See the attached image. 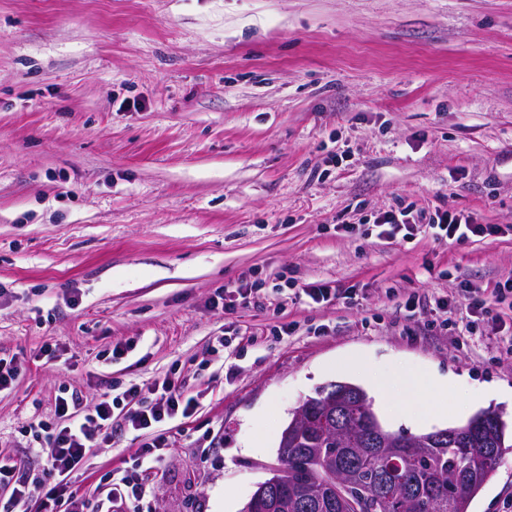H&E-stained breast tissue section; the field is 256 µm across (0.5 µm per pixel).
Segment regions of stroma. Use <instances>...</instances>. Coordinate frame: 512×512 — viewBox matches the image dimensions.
<instances>
[{"label": "stroma", "instance_id": "1", "mask_svg": "<svg viewBox=\"0 0 512 512\" xmlns=\"http://www.w3.org/2000/svg\"><path fill=\"white\" fill-rule=\"evenodd\" d=\"M403 208L499 231L379 237ZM510 278L512 0H0V356L23 368L0 451L25 468L16 429L53 420L61 389L91 406L164 377L199 405L168 423L137 512H243L335 381L419 369L448 382L421 432L511 423L512 310L435 325ZM315 281L339 297L298 296ZM138 446L113 425L77 485ZM470 512H512V452ZM465 292L468 293V295H464V300L467 302L464 305L467 316H462L460 320L454 321L455 329L459 332V335L463 336L473 334V331L476 329V322L479 320L478 316L481 315L483 318L484 314L489 313L483 300L471 296V291L465 290Z\"/></svg>", "mask_w": 512, "mask_h": 512}]
</instances>
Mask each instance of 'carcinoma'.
<instances>
[{
  "label": "carcinoma",
  "instance_id": "obj_1",
  "mask_svg": "<svg viewBox=\"0 0 512 512\" xmlns=\"http://www.w3.org/2000/svg\"><path fill=\"white\" fill-rule=\"evenodd\" d=\"M347 382L305 399L308 424L280 436L286 475L259 484L251 512H469L512 448L508 424L483 410L424 448L371 447L372 400Z\"/></svg>",
  "mask_w": 512,
  "mask_h": 512
}]
</instances>
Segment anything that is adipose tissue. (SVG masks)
Masks as SVG:
<instances>
[{
  "mask_svg": "<svg viewBox=\"0 0 512 512\" xmlns=\"http://www.w3.org/2000/svg\"><path fill=\"white\" fill-rule=\"evenodd\" d=\"M374 388L383 403L389 404L396 417L412 425L421 424L424 418L440 417L439 409H431L427 415L415 414L414 405L419 394L435 387V379L426 373L408 370L398 376L397 380L377 378Z\"/></svg>",
  "mask_w": 512,
  "mask_h": 512,
  "instance_id": "adipose-tissue-1",
  "label": "adipose tissue"
}]
</instances>
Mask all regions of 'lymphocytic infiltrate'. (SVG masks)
<instances>
[{
    "mask_svg": "<svg viewBox=\"0 0 512 512\" xmlns=\"http://www.w3.org/2000/svg\"><path fill=\"white\" fill-rule=\"evenodd\" d=\"M383 234L413 236L419 225H428L434 241H461L469 236L488 237L496 225L477 223L472 214L449 210L426 213L390 210L375 219ZM198 401L157 379L148 386L130 385L119 394L104 392L94 406H86L81 393L62 390L55 400L53 423L31 421L18 429L27 448L43 455L40 473H33L17 460L0 455V486L11 495L0 512H126L129 504L142 501L151 488L142 474L163 455L170 441L163 423L190 417ZM122 410L124 425L138 432L143 441L129 469L111 473L105 495L80 492L72 477L85 463L92 448L110 439L115 410Z\"/></svg>",
    "mask_w": 512,
    "mask_h": 512,
    "instance_id": "1",
    "label": "lymphocytic infiltrate"
}]
</instances>
